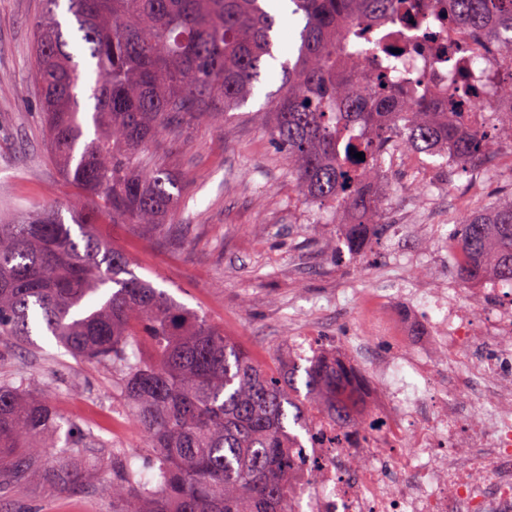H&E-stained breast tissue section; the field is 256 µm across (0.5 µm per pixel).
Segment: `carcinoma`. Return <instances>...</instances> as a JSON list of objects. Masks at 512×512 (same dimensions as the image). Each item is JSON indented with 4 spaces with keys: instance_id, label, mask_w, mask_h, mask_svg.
<instances>
[{
    "instance_id": "cac0c4a2",
    "label": "carcinoma",
    "mask_w": 512,
    "mask_h": 512,
    "mask_svg": "<svg viewBox=\"0 0 512 512\" xmlns=\"http://www.w3.org/2000/svg\"><path fill=\"white\" fill-rule=\"evenodd\" d=\"M60 2L45 0L33 22L39 117L63 180L101 207L71 225L57 205L0 224V342L32 345L36 332L112 368L156 483L141 482L125 449L74 422L64 445L68 457L109 470L111 512H294L288 462L302 441L293 427L309 432L316 414L349 426L353 376L323 353L305 366L290 356L273 370L256 363L95 231L107 220L166 228L180 180L140 150L177 123L216 121L246 103L266 60H277V16L265 0H66L65 32ZM290 2L304 19L297 55L280 63L281 86L257 115L305 196L348 213L336 227L350 253H364L380 228L387 144L449 158L465 175L512 143V126L493 139L448 119L407 74L359 90L346 67L359 44L342 43V32L365 36L403 0ZM451 21L512 51V0H452ZM453 250L461 283L492 276L512 286V197L467 214ZM47 385L0 383V497L22 480L73 484L66 463L45 453L61 430L42 398Z\"/></svg>"
}]
</instances>
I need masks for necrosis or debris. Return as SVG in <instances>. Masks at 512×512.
Segmentation results:
<instances>
[{
  "instance_id": "necrosis-or-debris-1",
  "label": "necrosis or debris",
  "mask_w": 512,
  "mask_h": 512,
  "mask_svg": "<svg viewBox=\"0 0 512 512\" xmlns=\"http://www.w3.org/2000/svg\"><path fill=\"white\" fill-rule=\"evenodd\" d=\"M406 3L353 56L364 83L395 62L421 98L467 112V128L511 120L500 86L512 58L452 27L448 0ZM461 75L490 111L457 100ZM467 293L396 285L372 293L383 347L374 383L354 386L349 431L314 418V436L294 450L298 512H512V289L486 278Z\"/></svg>"
}]
</instances>
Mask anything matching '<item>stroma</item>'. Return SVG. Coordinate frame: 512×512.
<instances>
[{
  "label": "stroma",
  "mask_w": 512,
  "mask_h": 512,
  "mask_svg": "<svg viewBox=\"0 0 512 512\" xmlns=\"http://www.w3.org/2000/svg\"><path fill=\"white\" fill-rule=\"evenodd\" d=\"M43 8L44 0H0V213L14 218L49 204L99 206L63 182L44 146L32 30ZM280 83V77L261 74L259 94L224 121H185L176 133L147 146L148 157L181 178L177 211L166 231L98 227L105 242L129 257L138 276L203 314L269 366L300 336H320L333 346L370 335L361 292L393 281L432 285L455 275L444 253L427 263H399L398 242L389 230L363 255L349 253L331 214L305 200L287 158L254 117ZM386 163L379 199L401 223L420 222L434 204L454 221L463 219L453 199L465 193L467 177H454L450 191L435 203L425 175L440 169V159L413 158L400 148ZM36 342L0 361V381L20 373L31 381L49 379L47 400L58 414L104 440H111L113 423H120L121 446L133 468L152 480L143 435L112 384L111 368L76 361L47 337ZM71 471L74 491L32 480L0 499V512H63L72 502L84 504L86 512H109L100 493L105 469L83 463Z\"/></svg>",
  "instance_id": "stroma-1"
}]
</instances>
